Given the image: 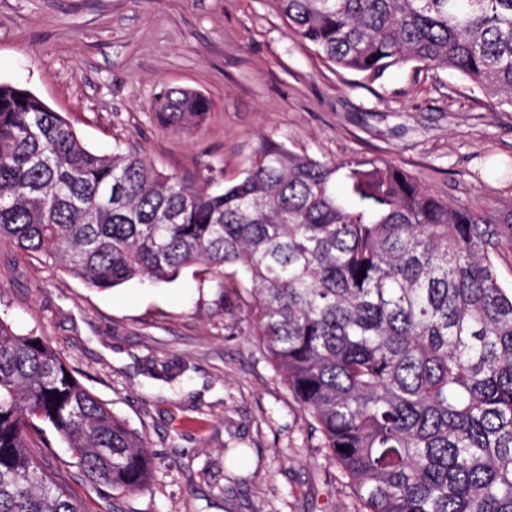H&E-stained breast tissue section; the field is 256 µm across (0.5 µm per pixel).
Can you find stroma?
<instances>
[{
	"label": "stroma",
	"instance_id": "stroma-1",
	"mask_svg": "<svg viewBox=\"0 0 512 512\" xmlns=\"http://www.w3.org/2000/svg\"><path fill=\"white\" fill-rule=\"evenodd\" d=\"M0 82L61 113L89 150H133L198 185L237 182L270 137L324 160L384 158L452 202L512 207V109L444 68L370 82L327 64L274 0H0ZM167 88L209 100L201 125L156 121ZM249 288L222 298L189 270L92 288L0 236V318L54 347L158 459L125 512H350L255 342ZM47 471L83 512H106L108 489L62 442Z\"/></svg>",
	"mask_w": 512,
	"mask_h": 512
}]
</instances>
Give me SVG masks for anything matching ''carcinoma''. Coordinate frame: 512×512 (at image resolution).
Segmentation results:
<instances>
[{
	"mask_svg": "<svg viewBox=\"0 0 512 512\" xmlns=\"http://www.w3.org/2000/svg\"><path fill=\"white\" fill-rule=\"evenodd\" d=\"M290 33L370 81L446 68L512 108V0H276ZM163 90L165 127L203 122ZM94 288L224 268L321 434L353 512H512V209L455 204L387 160L325 161L266 138L239 182L198 187L133 152L87 149L67 119L0 83V236ZM366 267L365 276L358 271ZM65 442L117 501L156 463L38 336L0 320V512H83L33 449Z\"/></svg>",
	"mask_w": 512,
	"mask_h": 512,
	"instance_id": "carcinoma-1",
	"label": "carcinoma"
}]
</instances>
